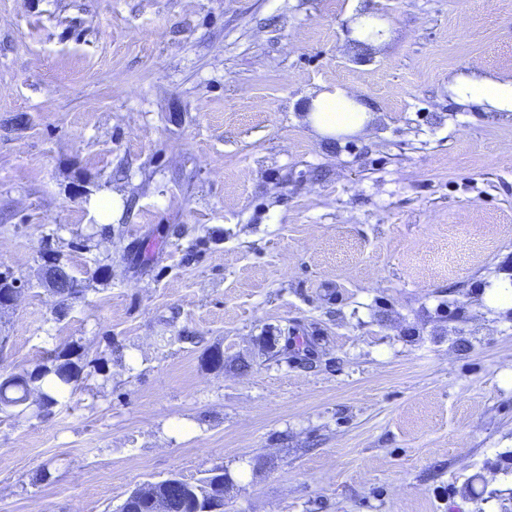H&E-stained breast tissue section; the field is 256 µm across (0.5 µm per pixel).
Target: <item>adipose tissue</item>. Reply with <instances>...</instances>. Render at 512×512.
<instances>
[{
    "mask_svg": "<svg viewBox=\"0 0 512 512\" xmlns=\"http://www.w3.org/2000/svg\"><path fill=\"white\" fill-rule=\"evenodd\" d=\"M453 91L457 102L464 103L475 97L493 109L512 112V81L477 82L462 76L456 80ZM308 118L319 133L332 137L363 130L367 114L347 89L333 87L313 98Z\"/></svg>",
    "mask_w": 512,
    "mask_h": 512,
    "instance_id": "adipose-tissue-1",
    "label": "adipose tissue"
}]
</instances>
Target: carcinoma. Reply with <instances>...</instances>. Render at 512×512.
Wrapping results in <instances>:
<instances>
[{
    "instance_id": "cac0c4a2",
    "label": "carcinoma",
    "mask_w": 512,
    "mask_h": 512,
    "mask_svg": "<svg viewBox=\"0 0 512 512\" xmlns=\"http://www.w3.org/2000/svg\"><path fill=\"white\" fill-rule=\"evenodd\" d=\"M81 367L68 352L51 351L31 370L12 373L0 379V411L29 407L31 394L40 398L41 409L58 403L68 387L78 381Z\"/></svg>"
}]
</instances>
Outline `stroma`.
<instances>
[{"label":"stroma","mask_w":512,"mask_h":512,"mask_svg":"<svg viewBox=\"0 0 512 512\" xmlns=\"http://www.w3.org/2000/svg\"><path fill=\"white\" fill-rule=\"evenodd\" d=\"M462 75L512 79V0H0V374L83 366L0 413V512L216 467L226 512H512V112ZM474 90L478 91L477 95ZM453 91L456 102L464 103L469 102L471 98H477L480 103H486L493 109L512 112V81L477 82L469 77L461 76L456 80ZM309 112L308 118L312 126L328 137L360 132L367 121L364 107L342 87H333L318 93L311 101ZM44 260V271L48 278L49 284L52 287L53 291L57 290H65L69 288V294L68 295H60L64 299L69 298H76L78 295L82 292L81 289H76L75 287H78L77 280H71V288L69 287L68 279L64 276H62L61 271L59 269V265L56 261V257L52 253H45L43 255Z\"/></svg>","instance_id":"35a3bbf8"}]
</instances>
